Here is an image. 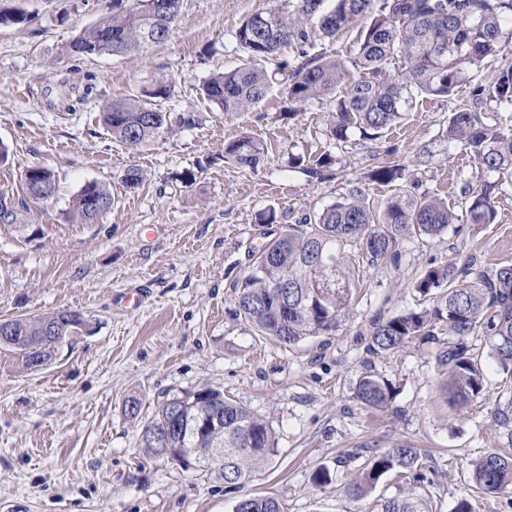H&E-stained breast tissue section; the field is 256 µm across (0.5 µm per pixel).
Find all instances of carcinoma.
<instances>
[{
  "instance_id": "obj_1",
  "label": "carcinoma",
  "mask_w": 512,
  "mask_h": 512,
  "mask_svg": "<svg viewBox=\"0 0 512 512\" xmlns=\"http://www.w3.org/2000/svg\"><path fill=\"white\" fill-rule=\"evenodd\" d=\"M324 0H297L294 9L276 4L251 14L236 37L248 59H268L282 47L310 39L307 24L318 18L315 36L332 39L350 25L366 20L356 54L349 58L310 57L282 74V111L292 117L315 100L334 96L329 120L330 138L345 141L357 131L377 140L403 118L401 105L415 96L449 98L479 68L482 61L507 50L503 26L512 20V0H336L322 10ZM181 0H112V13L75 36L64 51L69 56L106 52L116 56L144 53L167 41L179 15ZM275 78L246 63L236 69L211 74L203 83L207 101L221 111L241 114L262 102ZM173 82L155 79L143 96H169ZM512 105V64L503 68L493 85L474 91L472 105L448 117V142L473 158L495 180H482L468 190V206L457 214L448 201L417 192L409 183V165L397 149L384 151L371 164L373 182L402 184L383 203L369 198L357 182L345 193L265 243L249 269L233 283L235 315L260 336L292 347L319 336L336 333L348 315L353 283L343 271L344 249L355 245L372 266L398 263L400 246L412 238H433L452 224L494 223L501 195L512 187V128L505 130L482 119L483 100ZM99 120L112 139L139 147L170 129L196 123V116L170 114L147 105L137 96L112 100L102 106ZM264 157L263 143L244 135L224 146V162L256 169ZM56 192L54 172L31 166L22 175V194L0 222L20 230L28 226L30 205L46 201L45 189ZM112 208V193L96 181L85 183L72 200L68 219L93 224ZM423 296L436 292L433 306L410 310L372 323L368 351L391 354L413 343L441 346L438 364L446 370L444 388L452 407L466 406L478 398L485 385L481 358L472 340L487 337L489 354L504 373L512 374V265L475 268L454 263L432 266L415 282ZM64 312L0 320L9 330L0 345L14 349L23 367L36 359L51 360L57 343L55 328L69 330ZM448 338L442 339L440 335ZM356 397L370 409H384L393 399L390 383L366 371L356 384ZM211 414L222 416V429L200 434L193 420ZM145 452L160 456L165 448L189 449L181 466L204 463L228 485H243L252 474L276 456L269 423L247 407L205 389L172 395L159 401L142 431ZM224 449V460L215 449ZM418 449L396 445L374 455L350 484L358 497L370 493L386 474L413 479L417 486L426 476ZM472 480L483 494L512 490V455L490 451L473 464ZM233 512H283L269 496L244 497ZM383 512H426L416 492L385 502Z\"/></svg>"
}]
</instances>
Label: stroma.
Instances as JSON below:
<instances>
[{
  "label": "stroma",
  "mask_w": 512,
  "mask_h": 512,
  "mask_svg": "<svg viewBox=\"0 0 512 512\" xmlns=\"http://www.w3.org/2000/svg\"><path fill=\"white\" fill-rule=\"evenodd\" d=\"M271 3L183 0L170 39L147 53L70 57L63 47L111 13L112 0H0V10L29 17L0 25V143L10 153L0 190L20 191L33 165L57 178L54 198L30 214L37 237L0 224V319L77 310L88 321L40 368H24L14 350L0 347V505L13 512H233L247 495L275 497L284 512H382L408 485L389 475L360 499L348 485L371 455L398 444L420 452L429 512H456L464 501L471 512H512V492L485 496L471 482L472 460L512 447V423L495 417L512 402V382L488 359L485 337L473 341L484 357L485 389L462 409L447 402L437 345L368 351L374 320L425 306L414 289L425 268L512 264V189L494 223L454 224L441 236L406 241L395 265L356 263L357 294L335 335L292 348L259 336L237 319L231 288L283 225L363 179L377 147H398L419 191L464 210L465 184L483 173L449 143L448 115L468 103L471 86L496 80L512 62V46L486 59L453 99L404 104L402 122L380 143L355 133L339 143L326 132L328 102L289 118L275 90L231 115L202 95L211 73L245 63L237 29ZM360 31L356 24L333 39L292 44L260 66L272 73L306 56L352 57ZM162 74L173 87L158 108L195 113V125L140 148L112 140L98 121L101 106ZM246 133L265 149L254 170L224 162L225 143ZM325 154L335 161L330 179L311 181L289 167L292 158L309 166ZM130 167L146 175L135 192L120 183ZM89 181L107 184L114 204L98 223L69 222L72 200ZM270 208L278 223H261ZM138 288L140 306H124L121 296ZM368 370L394 388L386 410L369 411L356 398ZM206 388L223 390L271 426L277 454L242 488L141 446L162 396ZM132 400L134 416L125 410ZM322 465L331 479L318 487L311 476Z\"/></svg>",
  "instance_id": "obj_1"
}]
</instances>
